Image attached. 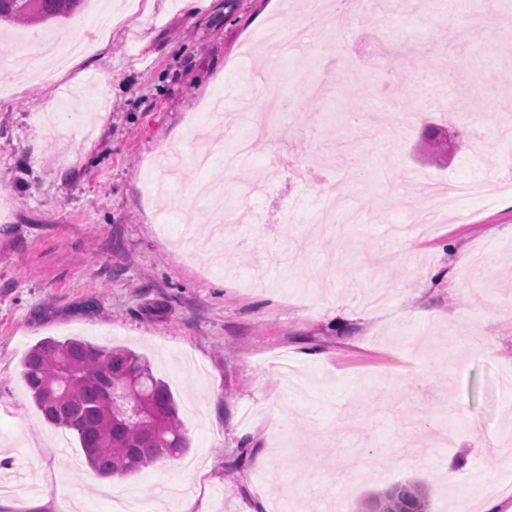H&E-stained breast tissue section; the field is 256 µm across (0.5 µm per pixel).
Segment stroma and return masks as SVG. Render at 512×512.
<instances>
[{
	"instance_id": "35a3bbf8",
	"label": "stroma",
	"mask_w": 512,
	"mask_h": 512,
	"mask_svg": "<svg viewBox=\"0 0 512 512\" xmlns=\"http://www.w3.org/2000/svg\"><path fill=\"white\" fill-rule=\"evenodd\" d=\"M311 0H110L118 21L1 25L25 50L0 88V512H111L109 494L176 512H357L397 482L426 483L433 512L512 507V0H366L329 34ZM300 44L271 57L272 27ZM85 50L49 79L25 77L45 36ZM274 86L273 139L225 182L246 214L219 248L190 156L196 136L232 144ZM456 149L432 152L426 123ZM481 137L476 168L469 129ZM482 186L462 221L426 237L419 178ZM336 185L335 232L310 236ZM47 338L145 357L190 439L186 459L101 481L77 438L45 424L22 377ZM317 357H308V350ZM244 457L240 469L229 462Z\"/></svg>"
}]
</instances>
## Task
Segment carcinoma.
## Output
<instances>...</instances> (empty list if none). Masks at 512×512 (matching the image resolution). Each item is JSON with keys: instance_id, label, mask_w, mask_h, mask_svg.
I'll return each instance as SVG.
<instances>
[{"instance_id": "carcinoma-1", "label": "carcinoma", "mask_w": 512, "mask_h": 512, "mask_svg": "<svg viewBox=\"0 0 512 512\" xmlns=\"http://www.w3.org/2000/svg\"><path fill=\"white\" fill-rule=\"evenodd\" d=\"M84 0H0V20L47 22L75 15ZM23 376L44 421L73 433L86 466L100 479L132 475L163 458H180L190 440L168 384L139 354L98 347L78 338H47L31 348ZM135 383L142 409L138 420L123 418L111 385ZM370 512H431L424 484L405 481L372 495Z\"/></svg>"}]
</instances>
